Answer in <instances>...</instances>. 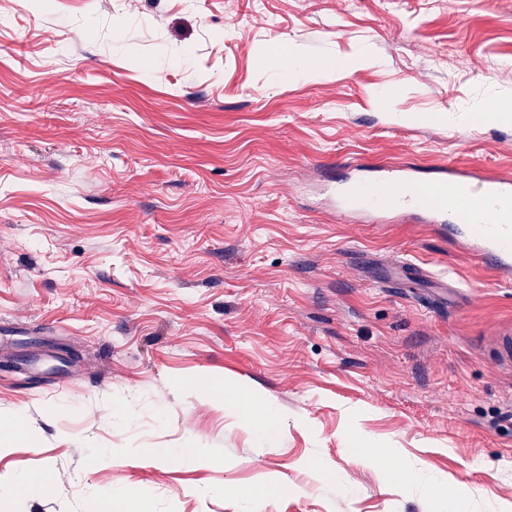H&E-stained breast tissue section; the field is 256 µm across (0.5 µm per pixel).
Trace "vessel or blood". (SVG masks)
<instances>
[{"instance_id": "1", "label": "vessel or blood", "mask_w": 512, "mask_h": 512, "mask_svg": "<svg viewBox=\"0 0 512 512\" xmlns=\"http://www.w3.org/2000/svg\"><path fill=\"white\" fill-rule=\"evenodd\" d=\"M329 203L342 222L362 215L380 224L391 215H401L422 224L444 226L449 211H456L462 224L477 225L467 236L472 256L493 270H512V178L484 169L454 164L436 166L432 179L424 180L412 165L386 164L357 167L346 191L331 192ZM417 278L432 280L436 287L448 285L447 277L431 273L416 262L397 267L394 281Z\"/></svg>"}]
</instances>
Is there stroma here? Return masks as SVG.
<instances>
[{
    "mask_svg": "<svg viewBox=\"0 0 512 512\" xmlns=\"http://www.w3.org/2000/svg\"><path fill=\"white\" fill-rule=\"evenodd\" d=\"M493 100L512 0H0V484L47 476L0 512H512V276L324 204L354 159L512 178ZM406 260L455 291L379 282ZM214 394L217 398H224V405L227 406L238 420L245 426L264 431H274L281 420L269 407L263 405L254 394L230 384L216 389ZM345 441L353 450L356 458L374 461L385 459V456L382 455L385 448H382L377 441L359 437L356 432L351 430L345 432Z\"/></svg>",
    "mask_w": 512,
    "mask_h": 512,
    "instance_id": "1",
    "label": "stroma"
}]
</instances>
